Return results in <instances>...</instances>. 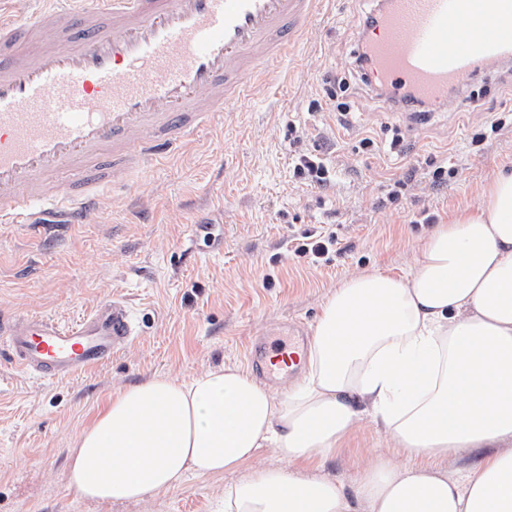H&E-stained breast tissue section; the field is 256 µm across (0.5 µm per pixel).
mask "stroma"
I'll list each match as a JSON object with an SVG mask.
<instances>
[{
	"instance_id": "stroma-1",
	"label": "stroma",
	"mask_w": 512,
	"mask_h": 512,
	"mask_svg": "<svg viewBox=\"0 0 512 512\" xmlns=\"http://www.w3.org/2000/svg\"><path fill=\"white\" fill-rule=\"evenodd\" d=\"M374 5L330 0L271 79L254 82L163 161L130 169L84 223L47 236L0 223V312L72 323L118 295L140 327L112 361L60 381L20 373L0 347V512H214L232 475H190L132 502L79 497L68 479L78 432L128 385L242 367L252 341L308 331L324 297L349 275L369 268L406 275L433 225L477 206L486 183L512 163V132L490 133L491 121L512 118V87L497 82V69L465 80L470 108L448 101L412 124L388 114L351 65L354 33ZM332 73L350 83L345 126L323 91ZM294 127L304 130L302 141L293 140ZM396 133L400 153L390 148ZM365 137L372 147L361 146ZM303 153L323 159L326 187L295 175ZM404 176L408 185L395 189ZM198 222L223 225V251L191 240ZM310 233L337 241L316 264L294 251ZM379 455L408 461L365 418L324 473L351 481Z\"/></svg>"
}]
</instances>
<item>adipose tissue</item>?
<instances>
[{"label": "adipose tissue", "mask_w": 512, "mask_h": 512, "mask_svg": "<svg viewBox=\"0 0 512 512\" xmlns=\"http://www.w3.org/2000/svg\"><path fill=\"white\" fill-rule=\"evenodd\" d=\"M365 417L426 464L307 470ZM268 445L289 467L249 468ZM466 454L449 476L443 460ZM234 472L218 512H512V172L437 224L406 276L344 278L283 395L235 366L152 377L113 394L69 460L76 493L105 503Z\"/></svg>", "instance_id": "1"}]
</instances>
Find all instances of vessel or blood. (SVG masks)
I'll return each mask as SVG.
<instances>
[{"mask_svg":"<svg viewBox=\"0 0 512 512\" xmlns=\"http://www.w3.org/2000/svg\"><path fill=\"white\" fill-rule=\"evenodd\" d=\"M326 0H45L29 22L0 13V222L80 224L101 189L164 159L291 54ZM366 39L374 76L395 99L431 104L489 65L512 64V0H380ZM49 30L59 43L25 58L12 45ZM68 190L51 192L60 172ZM125 302H100L65 326L0 313L12 362L67 379L138 336Z\"/></svg>","mask_w":512,"mask_h":512,"instance_id":"1","label":"vessel or blood"}]
</instances>
